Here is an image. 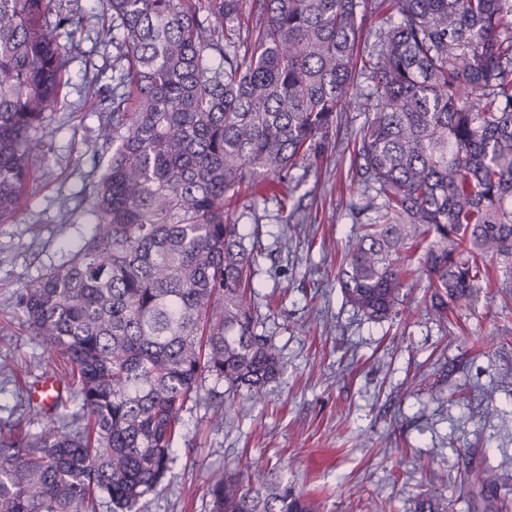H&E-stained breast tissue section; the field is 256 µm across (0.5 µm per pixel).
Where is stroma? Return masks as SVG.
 <instances>
[{
	"label": "stroma",
	"instance_id": "stroma-1",
	"mask_svg": "<svg viewBox=\"0 0 512 512\" xmlns=\"http://www.w3.org/2000/svg\"><path fill=\"white\" fill-rule=\"evenodd\" d=\"M57 7L83 18L71 84L38 132L46 159L26 206L0 223V360L25 361L30 382L55 373L59 355L19 326L17 296L62 261L64 245L82 240L86 196L106 164L84 78L111 84L115 54L95 42L102 0H57ZM352 159L341 140L307 172L292 170L293 198L309 216L295 234L266 185L243 193L240 224L261 226L253 277L260 329L283 369L260 395H225L220 422L200 391L183 413L171 477L150 495L147 512H210L212 482L255 468L317 499L320 512H369L373 501L414 512L422 498L448 512H475L459 484L484 467L512 490V288L490 276L444 325L412 257L397 318L374 322L345 303L336 276L362 202ZM490 335L500 344H487ZM22 395L21 384L0 372V420L43 434L81 420L79 395L51 417L29 413ZM439 474L447 483L436 482Z\"/></svg>",
	"mask_w": 512,
	"mask_h": 512
}]
</instances>
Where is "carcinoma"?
I'll return each instance as SVG.
<instances>
[{
  "instance_id": "obj_1",
  "label": "carcinoma",
  "mask_w": 512,
  "mask_h": 512,
  "mask_svg": "<svg viewBox=\"0 0 512 512\" xmlns=\"http://www.w3.org/2000/svg\"><path fill=\"white\" fill-rule=\"evenodd\" d=\"M116 49L103 104L108 163L81 244L18 294L20 324L64 356L83 424L47 434L0 421V512H139L175 461L182 412L212 382L258 393L282 371L252 300L259 225L231 204L321 156L361 74L371 80L354 179L367 214L338 283L373 321L399 313L420 253L436 320L471 302L493 263L512 288V0H105ZM83 18L55 0H0V223L25 204L38 130L66 84ZM483 508H512L474 472ZM212 512H314L260 470L215 480ZM500 501L487 503V497Z\"/></svg>"
}]
</instances>
